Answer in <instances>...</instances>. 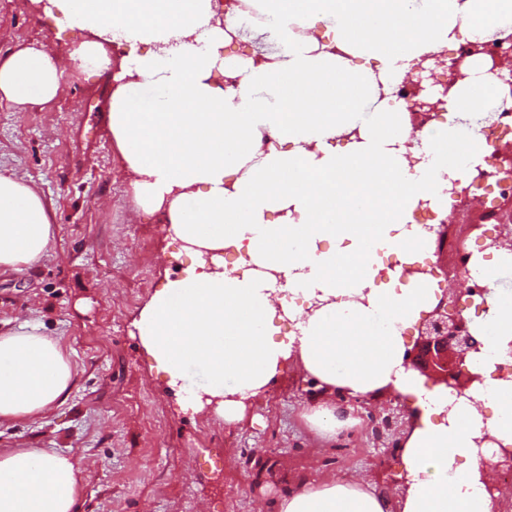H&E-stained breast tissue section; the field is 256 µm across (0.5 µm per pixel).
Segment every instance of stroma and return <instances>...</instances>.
<instances>
[{"instance_id": "obj_1", "label": "stroma", "mask_w": 512, "mask_h": 512, "mask_svg": "<svg viewBox=\"0 0 512 512\" xmlns=\"http://www.w3.org/2000/svg\"><path fill=\"white\" fill-rule=\"evenodd\" d=\"M29 0H0V54L76 41ZM112 74L73 71L52 103L0 100V168L37 183L56 238L46 257L0 274V327L25 317L62 337L76 370L65 404L37 423L0 426V448L76 454L84 466L76 512H273L279 497L323 475L368 473L393 487L408 400H358L355 424L320 447L302 418L315 395L288 364L262 400L224 423L186 408L208 384L189 366L170 386L134 326L155 291L187 263L156 213L138 209L107 132Z\"/></svg>"}]
</instances>
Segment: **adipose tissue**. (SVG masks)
Masks as SVG:
<instances>
[{
    "label": "adipose tissue",
    "mask_w": 512,
    "mask_h": 512,
    "mask_svg": "<svg viewBox=\"0 0 512 512\" xmlns=\"http://www.w3.org/2000/svg\"><path fill=\"white\" fill-rule=\"evenodd\" d=\"M268 2L287 52L240 57L220 53L236 20L214 23V0H49L84 39L0 56V99L47 103L65 94L69 71L113 70L110 132L136 206L167 209L168 234L212 252L141 314L140 340L170 385L201 366L217 415L232 422L299 360L317 391L307 418L327 442L354 423L337 393L413 403L397 502L367 478L325 479L302 483L279 512H494L479 457L512 447V375H496L491 359L512 342V291L489 296L472 326L487 387L457 402L404 364V331L436 303L433 290L401 265L391 281L376 277L382 256H404L420 237L419 200L446 201L444 187L482 164L473 118L492 94L473 66L445 122L416 132L373 89H391L460 32L477 41L512 22V0ZM117 39L147 50L113 60L105 44ZM238 71V89L215 85L216 74ZM144 85L162 94L134 109L129 92ZM265 131L280 149L262 150ZM344 131L350 138L337 145ZM54 235L39 188L0 170V271L39 263ZM227 245L241 249L244 273L226 267ZM279 317L297 334L276 339ZM75 376L59 337L26 319L0 329V424L45 417ZM80 472L75 455L0 448V512H75Z\"/></svg>",
    "instance_id": "1"
}]
</instances>
